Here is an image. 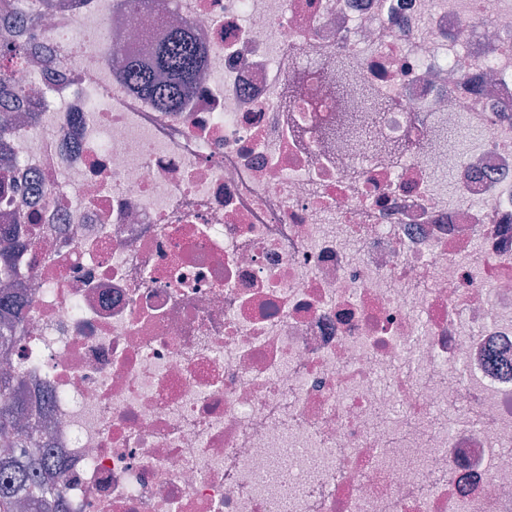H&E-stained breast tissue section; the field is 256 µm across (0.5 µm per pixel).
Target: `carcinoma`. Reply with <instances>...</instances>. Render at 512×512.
<instances>
[{
    "label": "carcinoma",
    "instance_id": "carcinoma-1",
    "mask_svg": "<svg viewBox=\"0 0 512 512\" xmlns=\"http://www.w3.org/2000/svg\"><path fill=\"white\" fill-rule=\"evenodd\" d=\"M28 47L5 37L0 40V109L36 112L39 103L16 84L15 71L28 63ZM208 64L206 50L185 29L174 27L156 42L147 57L127 59L122 76L137 94L152 99L165 112H177L182 96ZM12 238L0 227V275L12 272ZM23 320L14 293H0V350L7 351L14 324ZM26 409L15 396V382L0 376V469L9 479L0 480V512H13L19 502L30 512H46L61 495L60 480L45 473L52 459L36 450L21 451L20 435L39 444L44 434L25 429Z\"/></svg>",
    "mask_w": 512,
    "mask_h": 512
}]
</instances>
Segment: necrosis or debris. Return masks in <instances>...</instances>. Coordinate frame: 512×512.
I'll return each instance as SVG.
<instances>
[{
	"instance_id": "1",
	"label": "necrosis or debris",
	"mask_w": 512,
	"mask_h": 512,
	"mask_svg": "<svg viewBox=\"0 0 512 512\" xmlns=\"http://www.w3.org/2000/svg\"><path fill=\"white\" fill-rule=\"evenodd\" d=\"M46 1L0 224L62 512H512V0ZM208 64L206 50L185 29L170 28L146 58L127 59L122 76L137 94L165 112H178L182 96Z\"/></svg>"
}]
</instances>
